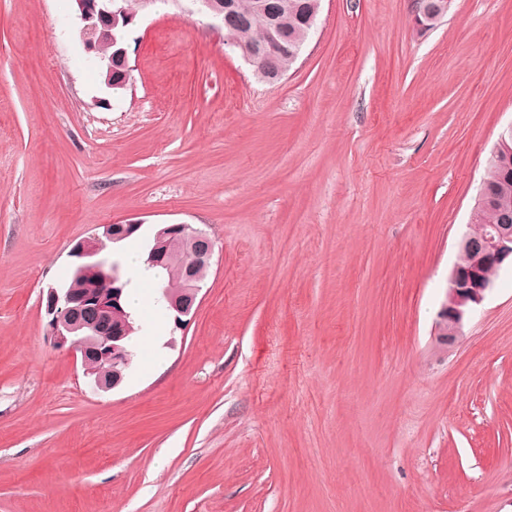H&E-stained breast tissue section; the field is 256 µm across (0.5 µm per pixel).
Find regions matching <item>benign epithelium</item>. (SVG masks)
I'll return each instance as SVG.
<instances>
[{"mask_svg": "<svg viewBox=\"0 0 512 512\" xmlns=\"http://www.w3.org/2000/svg\"><path fill=\"white\" fill-rule=\"evenodd\" d=\"M81 22L80 37L87 52L94 55L106 70L105 84L123 88L128 82V56L123 46L105 56L101 53V36L112 29L136 23L137 13L116 6L114 0H74ZM199 10L215 20H224L234 11L231 0H195ZM448 12V0H416L414 20L424 17L436 20ZM142 223L102 224L92 237L76 243L70 257L77 265L78 276L103 277L112 283V290H103L96 297L80 296L75 288L49 287L46 290L45 312L49 335L54 344L81 362L84 374L103 391L121 385L133 363L131 352L122 345L126 332H107L105 326L125 325L130 313L122 305V283L119 268L109 267L100 257L103 240L118 243L139 231ZM159 239L177 238L186 249L190 263L184 273L198 279L209 270L215 255V242L203 230L188 224H163L156 231ZM512 268V214L503 213L502 223L484 224L477 232L469 231L457 242V259L448 279L445 298L437 312L433 337L442 348H451L463 335L465 324L494 287L495 276ZM200 288L174 293L163 281H158L160 300L172 311L174 329L187 324V317L198 306ZM105 368L106 375L99 374Z\"/></svg>", "mask_w": 512, "mask_h": 512, "instance_id": "obj_1", "label": "benign epithelium"}]
</instances>
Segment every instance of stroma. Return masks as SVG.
Listing matches in <instances>:
<instances>
[{
  "mask_svg": "<svg viewBox=\"0 0 512 512\" xmlns=\"http://www.w3.org/2000/svg\"><path fill=\"white\" fill-rule=\"evenodd\" d=\"M72 0H0V512H512V271L432 343L512 127V0H322L278 82L156 0L112 91ZM216 239L185 330L97 390L42 290L100 224ZM448 12V1L447 0H436V1H414L413 3V13L414 20L416 23L420 21V15L424 18L434 21L441 15H444ZM440 19V18H439ZM436 20L428 25L427 28H434V26L439 21Z\"/></svg>",
  "mask_w": 512,
  "mask_h": 512,
  "instance_id": "35a3bbf8",
  "label": "stroma"
}]
</instances>
